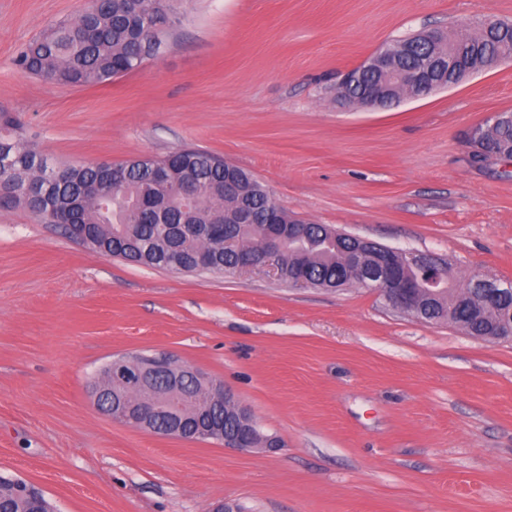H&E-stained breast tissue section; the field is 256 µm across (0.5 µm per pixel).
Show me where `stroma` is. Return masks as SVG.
I'll return each mask as SVG.
<instances>
[{
  "label": "stroma",
  "mask_w": 512,
  "mask_h": 512,
  "mask_svg": "<svg viewBox=\"0 0 512 512\" xmlns=\"http://www.w3.org/2000/svg\"><path fill=\"white\" fill-rule=\"evenodd\" d=\"M91 0H0V109L54 164L198 147L294 218L512 282V163L466 137L512 111V59L423 99L343 105V74L423 29L512 23V0H187L168 45L105 86L21 75L18 48ZM223 381L273 453L163 437L93 405L118 355ZM55 512H512V339L379 291L100 255L0 208V476Z\"/></svg>",
  "instance_id": "35a3bbf8"
}]
</instances>
